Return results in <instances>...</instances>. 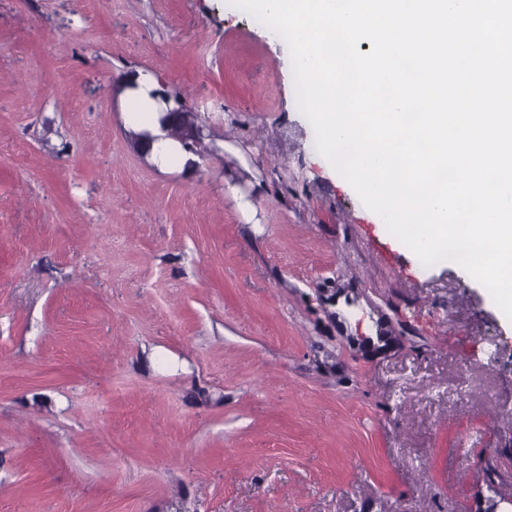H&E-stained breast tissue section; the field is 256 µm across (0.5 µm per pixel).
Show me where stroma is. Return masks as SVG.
Segmentation results:
<instances>
[{
	"mask_svg": "<svg viewBox=\"0 0 512 512\" xmlns=\"http://www.w3.org/2000/svg\"><path fill=\"white\" fill-rule=\"evenodd\" d=\"M140 70L192 172L134 147ZM314 135L227 0H0V512H512V320ZM133 85V86H131ZM159 89L156 76L150 71H138L123 91L122 98L126 103L125 119L131 129L140 131L148 129L159 139L154 143L150 160L160 169L185 168L195 162V144L202 134V125L197 120L199 112L187 101L180 99L171 107V121L178 127L177 139L167 136L157 123L159 103L151 97V92ZM182 144V145H181ZM189 152H186L184 149Z\"/></svg>",
	"mask_w": 512,
	"mask_h": 512,
	"instance_id": "stroma-1",
	"label": "stroma"
}]
</instances>
